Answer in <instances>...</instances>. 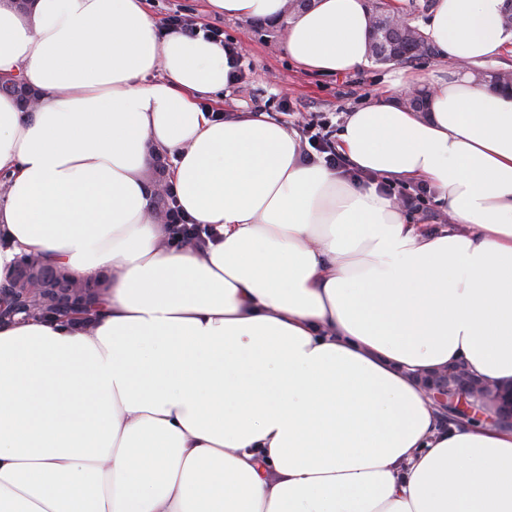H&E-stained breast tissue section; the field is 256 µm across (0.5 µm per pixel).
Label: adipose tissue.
<instances>
[{
    "mask_svg": "<svg viewBox=\"0 0 512 512\" xmlns=\"http://www.w3.org/2000/svg\"><path fill=\"white\" fill-rule=\"evenodd\" d=\"M503 0H434L442 60L512 48ZM285 23L304 70L368 65L365 0H207ZM220 44L142 0H0V279L33 253L103 288L91 321L0 325V512H512V429L427 378L512 387V90L437 80L338 135L367 186L267 116L224 120ZM205 244L173 246L157 158ZM427 186L454 229L382 182ZM425 203L423 211H415L404 207L405 215L412 224H436L435 226L446 227L452 223L447 212L431 198L427 197Z\"/></svg>",
    "mask_w": 512,
    "mask_h": 512,
    "instance_id": "1",
    "label": "adipose tissue"
}]
</instances>
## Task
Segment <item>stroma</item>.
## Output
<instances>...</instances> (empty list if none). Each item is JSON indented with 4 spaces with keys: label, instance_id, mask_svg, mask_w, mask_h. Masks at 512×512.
Wrapping results in <instances>:
<instances>
[{
    "label": "stroma",
    "instance_id": "stroma-1",
    "mask_svg": "<svg viewBox=\"0 0 512 512\" xmlns=\"http://www.w3.org/2000/svg\"><path fill=\"white\" fill-rule=\"evenodd\" d=\"M194 9L198 22L215 25L225 38L246 45L248 54L242 63L244 78L230 86L222 109L231 118L266 101H278L288 95L303 104L306 111L327 117L334 127H341L348 111L368 104L386 93L397 74L414 78L416 85H431L436 78H450L455 67L446 61L416 60L403 65L370 62L346 75L302 71L289 57L282 26L257 25L256 21L224 18L209 14L206 0H182Z\"/></svg>",
    "mask_w": 512,
    "mask_h": 512
}]
</instances>
